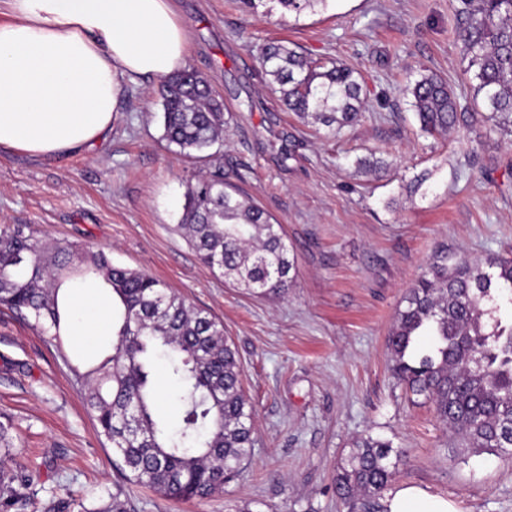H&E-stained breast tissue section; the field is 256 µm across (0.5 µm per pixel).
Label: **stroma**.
Instances as JSON below:
<instances>
[{
	"instance_id": "stroma-1",
	"label": "stroma",
	"mask_w": 512,
	"mask_h": 512,
	"mask_svg": "<svg viewBox=\"0 0 512 512\" xmlns=\"http://www.w3.org/2000/svg\"><path fill=\"white\" fill-rule=\"evenodd\" d=\"M458 4L330 0L294 19L235 0H178L190 31L185 66L224 101V137L204 157L163 141L161 81L149 77L129 85L110 133L80 152L0 147V227L104 249L221 321L256 440L240 477L210 498L173 502L130 484L71 372L111 353V318L90 328L76 320L80 334L60 354L0 305V423L12 438L0 470L13 479L0 512H95L116 493L127 512H340L336 466L367 434L401 455L392 489L425 488L458 512H512V461L461 448L433 404L389 371L388 334L437 247L512 257V134L463 125L420 134L404 91L433 73L466 98ZM270 40L354 67L361 121L332 137L285 111L259 64ZM361 158L382 170L358 168ZM219 164L283 225L295 258L286 294H249L176 232L188 186ZM156 381L158 416L177 433L180 389L166 359Z\"/></svg>"
}]
</instances>
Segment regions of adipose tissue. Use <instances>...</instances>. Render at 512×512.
I'll use <instances>...</instances> for the list:
<instances>
[{
	"label": "adipose tissue",
	"instance_id": "obj_1",
	"mask_svg": "<svg viewBox=\"0 0 512 512\" xmlns=\"http://www.w3.org/2000/svg\"><path fill=\"white\" fill-rule=\"evenodd\" d=\"M0 23V147L82 150L111 130L126 88L183 66L189 31L176 0H9ZM389 512H456L416 486Z\"/></svg>",
	"mask_w": 512,
	"mask_h": 512
}]
</instances>
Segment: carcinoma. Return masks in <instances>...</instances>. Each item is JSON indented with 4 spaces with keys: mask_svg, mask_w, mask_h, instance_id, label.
I'll return each instance as SVG.
<instances>
[{
    "mask_svg": "<svg viewBox=\"0 0 512 512\" xmlns=\"http://www.w3.org/2000/svg\"><path fill=\"white\" fill-rule=\"evenodd\" d=\"M329 0H241L253 11L270 4L281 16L324 10ZM458 32L465 84L482 112H467L441 79L423 75L405 87L426 133L463 123L487 133H512V0H460ZM265 73L283 104L301 119L338 133L359 121L364 100L355 71L317 63L282 43L260 51ZM163 140L179 152H202L224 133V104L191 69L162 84ZM176 230L201 261L253 295L288 292L295 260L282 225L224 178L218 166L190 187ZM97 274L121 309L114 352L96 366L72 369L88 389L85 403L99 433L121 459L126 479L168 500L205 499L224 491L254 448V411L243 389L236 352L223 324L190 306L164 283L112 263L102 249L70 243L44 247L20 226L0 228V305L17 312L64 353L71 314L62 306V280ZM387 339L394 377L434 405L441 422L475 451L512 459V259L485 262L437 249L408 289ZM171 358L183 385L180 436L157 417L154 357ZM400 455L371 436L355 439L336 469V496L347 512H388L380 500L398 473Z\"/></svg>",
    "mask_w": 512,
    "mask_h": 512,
    "instance_id": "1",
    "label": "carcinoma"
}]
</instances>
